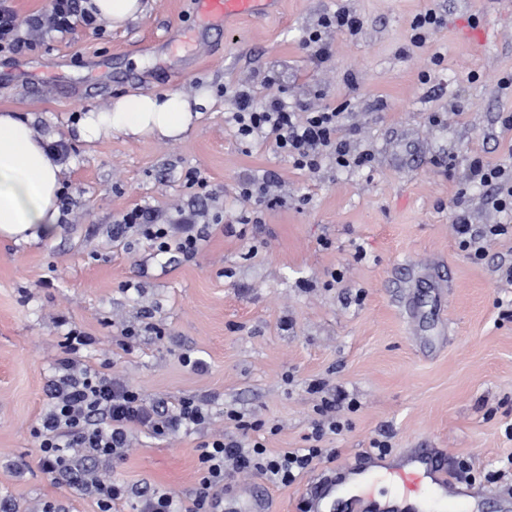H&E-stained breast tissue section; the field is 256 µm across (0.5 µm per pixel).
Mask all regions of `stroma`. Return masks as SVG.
I'll use <instances>...</instances> for the list:
<instances>
[{
	"label": "stroma",
	"mask_w": 512,
	"mask_h": 512,
	"mask_svg": "<svg viewBox=\"0 0 512 512\" xmlns=\"http://www.w3.org/2000/svg\"><path fill=\"white\" fill-rule=\"evenodd\" d=\"M341 7L363 27L321 30L331 56L319 62L305 39ZM430 7L442 24L412 46L411 21ZM476 26L486 41L462 39ZM511 74L512 0H277L217 26L199 23L192 0H148L126 28L79 23L0 54V109L70 148L56 234L0 239V496L17 512L47 501L96 510L35 459L33 430L74 328L94 339L81 363L210 415L200 433L135 431L102 478L188 496L198 444L225 432L228 408L266 423L268 454L305 447L319 419L309 386L324 381L356 404L339 413L343 432L322 441L335 456L289 486L227 471L224 512H308L309 486L349 463L373 466L382 439L393 458L418 448L441 456L468 512H512V236L485 241L477 260L454 229L459 211L477 227L503 220L468 165L512 162V130L498 120L512 113L499 87ZM241 83L297 112L343 106L340 135L371 162L340 168L327 157L300 170L271 142L242 147L229 121ZM137 91L202 93L207 105L179 140L77 139L85 112ZM191 171L206 191L188 186ZM263 175L277 203L243 202L241 183ZM137 206L166 219L203 212L200 252L169 265L144 238L113 237ZM245 210L255 223H239ZM464 459L467 478L456 474Z\"/></svg>",
	"instance_id": "stroma-1"
}]
</instances>
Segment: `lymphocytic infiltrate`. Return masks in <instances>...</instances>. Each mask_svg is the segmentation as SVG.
<instances>
[{
    "instance_id": "1",
    "label": "lymphocytic infiltrate",
    "mask_w": 512,
    "mask_h": 512,
    "mask_svg": "<svg viewBox=\"0 0 512 512\" xmlns=\"http://www.w3.org/2000/svg\"><path fill=\"white\" fill-rule=\"evenodd\" d=\"M95 25V18L82 6V0H50L49 8L27 20H20L12 0H0V53L15 52L32 46L35 33L73 30L76 22ZM238 110L232 115L237 139L242 144L253 140L272 139L275 148L300 169H316L324 156H332L338 167H363L371 161L370 154L351 153L338 136L341 114L323 107L304 114L290 111L285 100L277 95L256 102L253 91L246 86L235 92ZM472 181L490 188L489 202L497 212L512 216V169L491 165L481 157L469 163ZM116 233H134L149 241L158 255L195 256L206 238L195 215L178 216L176 220L159 223L153 210L137 206L123 214ZM92 337L69 331L65 358L59 361V374L49 385L50 405L33 435L38 442V465L83 495L96 501L97 512H112L125 502L131 491L125 482L99 478L98 470L124 459L133 430L147 431L165 437L179 431L203 428L208 412L195 400L180 399L177 406L160 400H149L109 373L78 365L75 356L80 347L91 345ZM341 397H322L320 409L328 413L327 430H316L314 442L305 448L268 454L261 441L255 440L262 430L259 421L247 419L235 409L224 412V421L235 431L234 436L214 437L199 443L198 480L192 497L177 501L160 490L139 494L136 512H218L224 492V465L249 469L266 476L272 483L288 486L323 456L320 442L325 433H341L342 422L332 412L341 404Z\"/></svg>"
}]
</instances>
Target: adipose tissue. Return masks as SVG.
I'll use <instances>...</instances> for the list:
<instances>
[{"instance_id":"ef3b65f1","label":"adipose tissue","mask_w":512,"mask_h":512,"mask_svg":"<svg viewBox=\"0 0 512 512\" xmlns=\"http://www.w3.org/2000/svg\"><path fill=\"white\" fill-rule=\"evenodd\" d=\"M84 6L113 30L124 28L145 10L143 0H85ZM203 103L200 95L130 93L115 99L107 111L87 112L75 132L88 143L115 134L174 140L190 130ZM53 139L31 120L0 111V238L29 243L56 232L66 167L49 149Z\"/></svg>"}]
</instances>
